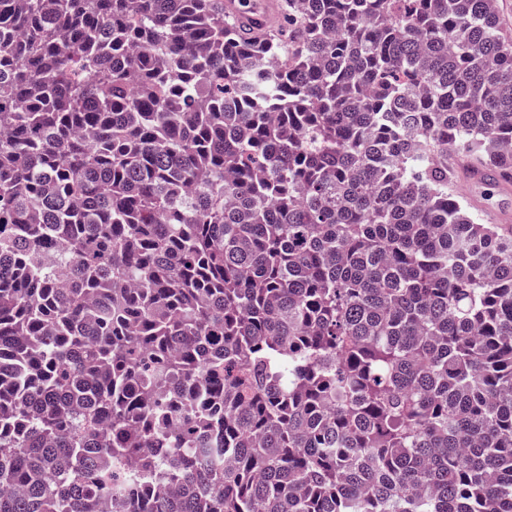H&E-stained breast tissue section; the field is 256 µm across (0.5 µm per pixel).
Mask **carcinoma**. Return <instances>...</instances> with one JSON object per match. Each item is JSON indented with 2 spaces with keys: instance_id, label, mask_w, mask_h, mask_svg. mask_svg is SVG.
I'll list each match as a JSON object with an SVG mask.
<instances>
[{
  "instance_id": "carcinoma-1",
  "label": "carcinoma",
  "mask_w": 512,
  "mask_h": 512,
  "mask_svg": "<svg viewBox=\"0 0 512 512\" xmlns=\"http://www.w3.org/2000/svg\"><path fill=\"white\" fill-rule=\"evenodd\" d=\"M0 0V512H512L496 0ZM458 195L471 204L473 211L481 218L482 224H499L501 217L496 211L485 210L484 219L481 211L488 206L496 207L504 199L508 200V208L503 212V222L501 224L512 225V186L508 188L497 187L488 184H473L470 181H461L458 187Z\"/></svg>"
}]
</instances>
